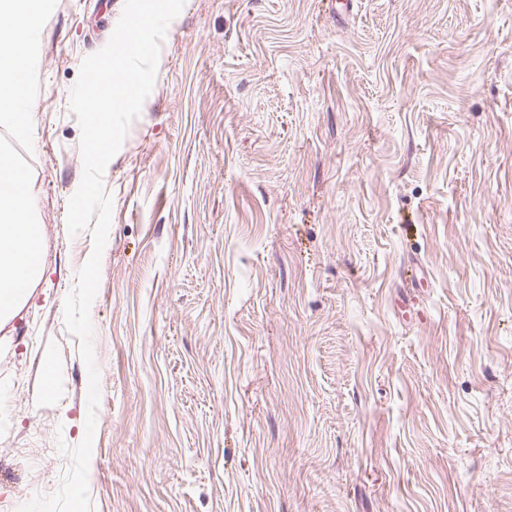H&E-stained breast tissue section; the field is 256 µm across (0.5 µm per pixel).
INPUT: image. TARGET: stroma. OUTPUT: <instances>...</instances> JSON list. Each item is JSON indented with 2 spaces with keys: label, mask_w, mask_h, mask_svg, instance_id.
Returning <instances> with one entry per match:
<instances>
[{
  "label": "stroma",
  "mask_w": 512,
  "mask_h": 512,
  "mask_svg": "<svg viewBox=\"0 0 512 512\" xmlns=\"http://www.w3.org/2000/svg\"><path fill=\"white\" fill-rule=\"evenodd\" d=\"M124 7L40 35L0 512L85 434L70 91ZM104 186L93 512H512V0H185Z\"/></svg>",
  "instance_id": "obj_1"
}]
</instances>
